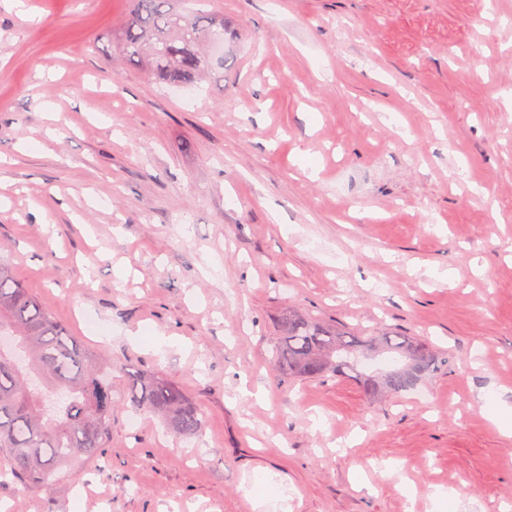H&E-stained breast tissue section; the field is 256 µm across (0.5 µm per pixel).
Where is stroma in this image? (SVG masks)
I'll list each match as a JSON object with an SVG mask.
<instances>
[{
  "mask_svg": "<svg viewBox=\"0 0 512 512\" xmlns=\"http://www.w3.org/2000/svg\"><path fill=\"white\" fill-rule=\"evenodd\" d=\"M27 3L0 0V255L111 360L112 445L0 504L512 512V0H181L227 29L191 93L114 53L129 0ZM290 310L449 363L377 403L287 380ZM135 371L203 431L135 411ZM127 397L133 407L162 419L170 431L195 435L205 426L206 416L201 406L181 386L160 376H135Z\"/></svg>",
  "mask_w": 512,
  "mask_h": 512,
  "instance_id": "35a3bbf8",
  "label": "stroma"
}]
</instances>
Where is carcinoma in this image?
Wrapping results in <instances>:
<instances>
[{"label": "carcinoma", "instance_id": "obj_1", "mask_svg": "<svg viewBox=\"0 0 512 512\" xmlns=\"http://www.w3.org/2000/svg\"><path fill=\"white\" fill-rule=\"evenodd\" d=\"M216 30H224L220 16L184 14L169 0H133L113 48L158 80L193 86L213 66L224 67V57L211 52ZM0 329L11 331L27 360L22 369L14 352L0 350V457L23 489L47 488L64 467L112 443V369L97 366L94 351L59 326L1 258ZM439 361L424 340L330 330L291 310L274 355L288 380L349 377L372 402L417 390ZM127 397L171 431L195 435L205 426L201 406L160 376H135Z\"/></svg>", "mask_w": 512, "mask_h": 512}]
</instances>
